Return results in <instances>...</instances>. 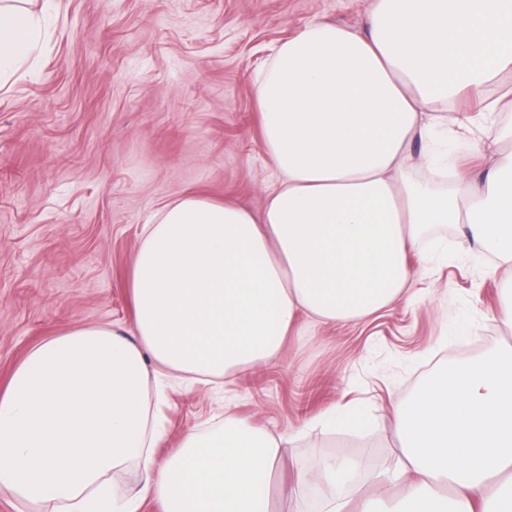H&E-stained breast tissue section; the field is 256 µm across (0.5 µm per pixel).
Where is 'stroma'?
Wrapping results in <instances>:
<instances>
[{
    "label": "stroma",
    "instance_id": "stroma-1",
    "mask_svg": "<svg viewBox=\"0 0 512 512\" xmlns=\"http://www.w3.org/2000/svg\"><path fill=\"white\" fill-rule=\"evenodd\" d=\"M49 31L0 88V389L28 351L77 325H130L129 265L142 224L195 195L261 214L280 174L264 150L253 78L273 46L316 18L364 29V0H35ZM487 134L459 142L451 170L487 165ZM440 224L409 256L408 299L352 323L299 316L272 364L222 387L171 384L166 457L183 436L232 416L273 433L356 406L359 434L309 431L272 476L270 512H287L296 470L323 458L387 465L391 405L446 364L512 345L490 319L512 267Z\"/></svg>",
    "mask_w": 512,
    "mask_h": 512
}]
</instances>
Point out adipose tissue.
Here are the masks:
<instances>
[{
	"label": "adipose tissue",
	"mask_w": 512,
	"mask_h": 512,
	"mask_svg": "<svg viewBox=\"0 0 512 512\" xmlns=\"http://www.w3.org/2000/svg\"><path fill=\"white\" fill-rule=\"evenodd\" d=\"M364 33L318 19L256 76L263 145L282 180L265 210L197 196L145 224L130 263V328L77 326L37 345L0 390V495L54 512H268L270 476L301 429L274 435L225 418L156 456L164 381L209 383L274 361L299 315L351 322L409 290L427 226L457 224L512 265V152L447 194L412 180L439 170L473 119L454 102L512 74V0H368ZM44 15L0 0V81L40 41ZM398 453L299 472L288 512H512V346L448 366L393 403ZM142 475L137 494L113 477ZM330 495L309 496L312 482Z\"/></svg>",
	"instance_id": "1"
}]
</instances>
